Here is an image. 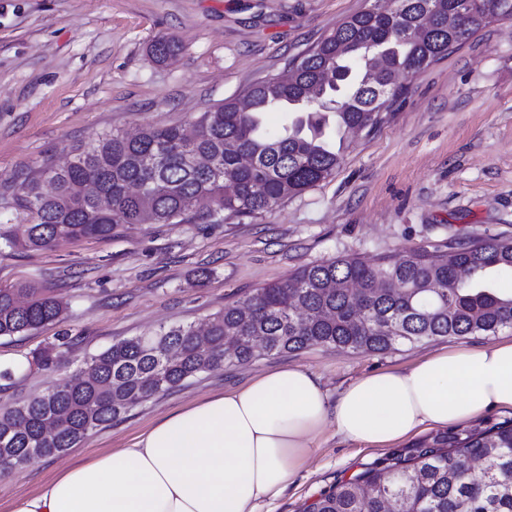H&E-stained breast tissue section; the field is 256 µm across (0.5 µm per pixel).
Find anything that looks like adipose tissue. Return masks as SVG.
Instances as JSON below:
<instances>
[{
    "label": "adipose tissue",
    "instance_id": "obj_1",
    "mask_svg": "<svg viewBox=\"0 0 512 512\" xmlns=\"http://www.w3.org/2000/svg\"><path fill=\"white\" fill-rule=\"evenodd\" d=\"M492 410H512V339L365 374L333 399L308 371L281 366L66 469L11 512H258L328 426L386 448Z\"/></svg>",
    "mask_w": 512,
    "mask_h": 512
}]
</instances>
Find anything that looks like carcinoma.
Returning <instances> with one entry per match:
<instances>
[{
  "label": "carcinoma",
  "mask_w": 512,
  "mask_h": 512,
  "mask_svg": "<svg viewBox=\"0 0 512 512\" xmlns=\"http://www.w3.org/2000/svg\"><path fill=\"white\" fill-rule=\"evenodd\" d=\"M506 17L512 0L374 3L289 59L286 74L250 85L187 126L105 132L62 167L43 161L13 197L27 222L0 226V245L43 250L110 237L117 224L260 215L330 177L349 131H371L397 110L405 94L399 75L427 68ZM180 51L175 39L160 37L149 55L165 63ZM274 110L287 112L288 124L269 133L263 117ZM453 249L376 262L333 257L224 306L202 332L179 325L120 339L70 381L0 407V468L14 472L35 454L64 453L143 402L251 361L257 337L273 356L314 346L384 352L512 328V293L499 287L512 275V240L470 238ZM62 313L42 288H0V337ZM71 341L56 337L33 363L52 364ZM473 459L483 463L478 479L466 472ZM304 512H512V423L428 435L337 483Z\"/></svg>",
  "instance_id": "carcinoma-1"
}]
</instances>
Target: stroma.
I'll use <instances>...</instances> for the list:
<instances>
[{"label": "stroma", "instance_id": "stroma-1", "mask_svg": "<svg viewBox=\"0 0 512 512\" xmlns=\"http://www.w3.org/2000/svg\"><path fill=\"white\" fill-rule=\"evenodd\" d=\"M368 0H0V224H21L12 195L43 159L113 129L196 120L316 43ZM177 39L176 62L148 56ZM399 109L353 137L331 177L255 217L119 224L111 237L46 250H0V287L37 283L66 307L61 322L0 338L1 356L31 357L65 332L72 348L27 367L0 405L43 393L113 342L198 324L300 267L339 255L371 262L469 237L512 239V20L491 23L424 71L400 78ZM206 279H198L200 271ZM499 336L512 338V329ZM496 336V337H499ZM496 337L447 338L384 352L311 347L226 367L138 405L69 451L0 478V512L78 459L123 448L157 418L297 365L336 396L376 370L406 369ZM386 455L327 427L270 512H302Z\"/></svg>", "mask_w": 512, "mask_h": 512}]
</instances>
